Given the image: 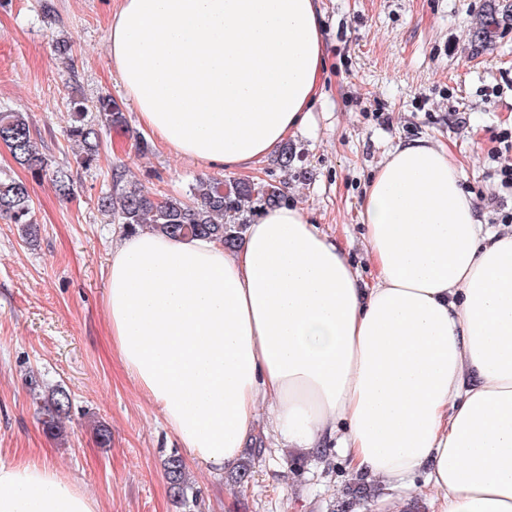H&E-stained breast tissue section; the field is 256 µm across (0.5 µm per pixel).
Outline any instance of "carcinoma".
Segmentation results:
<instances>
[{"label": "carcinoma", "instance_id": "cac0c4a2", "mask_svg": "<svg viewBox=\"0 0 512 512\" xmlns=\"http://www.w3.org/2000/svg\"><path fill=\"white\" fill-rule=\"evenodd\" d=\"M69 135L82 146L79 164L90 168L96 164L102 131H110L125 124V115L117 101L103 97L97 101V122L86 121L87 106L80 99L72 102ZM0 141L11 151L17 164L31 173L32 178L51 176L56 192L68 196L73 191L70 176L63 170L49 172L46 155L40 151L29 122L20 112H0ZM112 191L99 198L101 209L111 220L133 232L143 225L153 231L175 238L207 237L233 247L242 239L247 226V214L279 205L285 201L282 188L270 183H255L239 179L200 178L189 187L188 194L158 199L149 190L136 183L123 184L122 175L112 177ZM0 216L17 224L32 237L37 233L31 215V195L26 182L0 176ZM70 407L69 395L60 390L39 405L40 421L46 432L61 429V419ZM261 449L254 448L234 474V482L249 481L254 468V457ZM166 474L177 493L188 487V474L182 459L173 456L167 460Z\"/></svg>", "mask_w": 512, "mask_h": 512}]
</instances>
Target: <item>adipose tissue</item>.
<instances>
[{
	"label": "adipose tissue",
	"instance_id": "ef3b65f1",
	"mask_svg": "<svg viewBox=\"0 0 512 512\" xmlns=\"http://www.w3.org/2000/svg\"><path fill=\"white\" fill-rule=\"evenodd\" d=\"M320 0H120L112 63L145 129L232 174L274 157L323 99ZM375 271L298 206L234 249L143 229L112 248V344L193 458L231 470L259 417L281 447L439 512H512V228L489 231L448 150L398 143L360 208ZM0 512H98L49 465H0ZM432 494L429 489L421 486L415 493L410 494L401 505L400 512H434Z\"/></svg>",
	"mask_w": 512,
	"mask_h": 512
}]
</instances>
